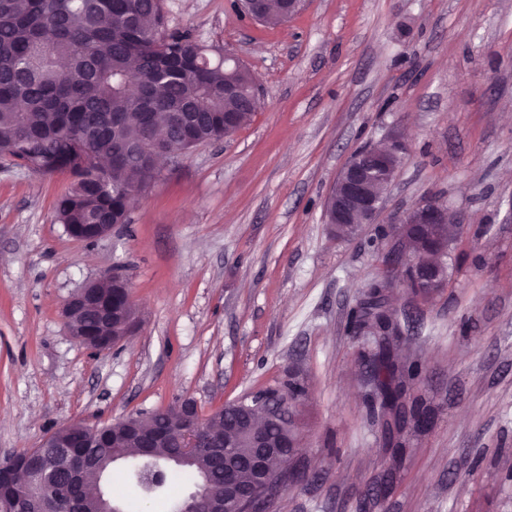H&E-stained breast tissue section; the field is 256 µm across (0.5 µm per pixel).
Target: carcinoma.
<instances>
[{
	"label": "carcinoma",
	"mask_w": 512,
	"mask_h": 512,
	"mask_svg": "<svg viewBox=\"0 0 512 512\" xmlns=\"http://www.w3.org/2000/svg\"><path fill=\"white\" fill-rule=\"evenodd\" d=\"M164 0H0V157L30 172L52 177L67 173L72 181L57 199L56 216L67 233L87 235L89 224H129V190L144 193L156 170L138 154L112 162L117 139L149 144L157 127L170 128L162 146L173 153L192 139H224L227 128L238 130L251 121L254 109L242 96H224V82L235 79L248 87L224 56H210L188 30L169 28ZM136 75L138 95L127 91ZM443 263L456 239L455 225L437 231ZM101 288L112 289V335L133 336L134 325L122 313L126 292L101 275ZM384 299L373 292L352 309L349 323L364 326L379 317ZM78 324L89 335L99 332V312L85 310ZM374 375L384 401L391 406L413 404L422 421L427 408L419 398L404 396L385 348L375 353ZM162 411L138 412L97 427L96 447L88 449L96 479L111 473L114 459L132 462V471L172 465L189 474L196 486L224 484V467L202 455L174 462L175 448L144 452L128 435L133 424L142 431L159 425ZM208 427L226 429L233 455L250 449L234 431L238 409L228 403L200 416ZM277 444L300 448L298 427L271 428ZM79 512H103L100 494L77 485Z\"/></svg>",
	"instance_id": "1"
}]
</instances>
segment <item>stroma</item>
Returning <instances> with one entry per match:
<instances>
[{
    "mask_svg": "<svg viewBox=\"0 0 512 512\" xmlns=\"http://www.w3.org/2000/svg\"><path fill=\"white\" fill-rule=\"evenodd\" d=\"M168 23L239 57L260 106L219 142L164 163L133 221L87 244L55 205L70 179L0 159V460L69 421L107 423L304 384V480L277 512H512V0H303L277 27L233 0H165ZM408 152L375 223L339 240L336 178L390 136ZM423 200L462 216L446 288L389 301L412 396L391 470L369 357L350 311L385 273L384 228ZM117 268L142 314L94 354L69 297Z\"/></svg>",
    "mask_w": 512,
    "mask_h": 512,
    "instance_id": "obj_1",
    "label": "stroma"
}]
</instances>
